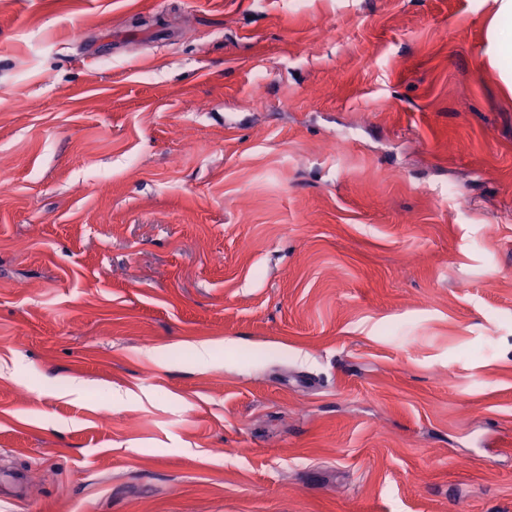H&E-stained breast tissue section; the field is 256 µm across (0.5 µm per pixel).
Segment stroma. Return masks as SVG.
Here are the masks:
<instances>
[{"mask_svg": "<svg viewBox=\"0 0 512 512\" xmlns=\"http://www.w3.org/2000/svg\"><path fill=\"white\" fill-rule=\"evenodd\" d=\"M491 15L0 0V512H512Z\"/></svg>", "mask_w": 512, "mask_h": 512, "instance_id": "35a3bbf8", "label": "stroma"}]
</instances>
